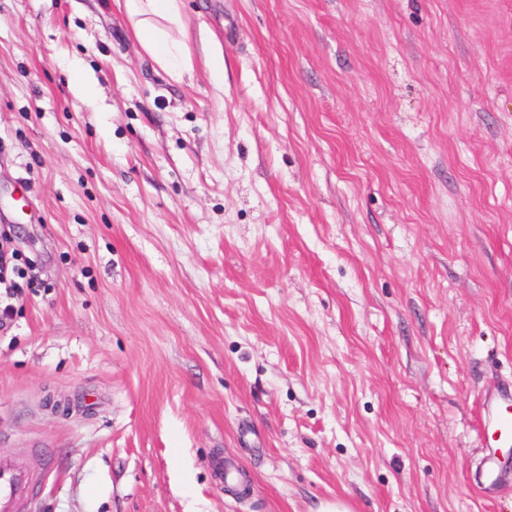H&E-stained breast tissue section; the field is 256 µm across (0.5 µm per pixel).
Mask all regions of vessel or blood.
<instances>
[{"instance_id": "vessel-or-blood-1", "label": "vessel or blood", "mask_w": 512, "mask_h": 512, "mask_svg": "<svg viewBox=\"0 0 512 512\" xmlns=\"http://www.w3.org/2000/svg\"><path fill=\"white\" fill-rule=\"evenodd\" d=\"M482 437L490 451L479 475L483 487L496 486L507 467L500 451L512 447V383L497 387L483 402ZM29 473L0 459V512H21L26 499L37 496Z\"/></svg>"}]
</instances>
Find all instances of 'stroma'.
Returning <instances> with one entry per match:
<instances>
[{
  "mask_svg": "<svg viewBox=\"0 0 512 512\" xmlns=\"http://www.w3.org/2000/svg\"><path fill=\"white\" fill-rule=\"evenodd\" d=\"M181 9L178 76L120 0H0L27 512H512V473L473 483L512 381V0ZM205 65L211 78L216 82L224 80V52L216 42L207 45ZM482 437L484 447H512V383L500 385L485 398Z\"/></svg>",
  "mask_w": 512,
  "mask_h": 512,
  "instance_id": "obj_1",
  "label": "stroma"
}]
</instances>
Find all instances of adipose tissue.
I'll return each mask as SVG.
<instances>
[{"instance_id": "1", "label": "adipose tissue", "mask_w": 512, "mask_h": 512, "mask_svg": "<svg viewBox=\"0 0 512 512\" xmlns=\"http://www.w3.org/2000/svg\"><path fill=\"white\" fill-rule=\"evenodd\" d=\"M142 48L164 69L179 74L190 67L187 45L174 35L181 29L180 0H124Z\"/></svg>"}]
</instances>
